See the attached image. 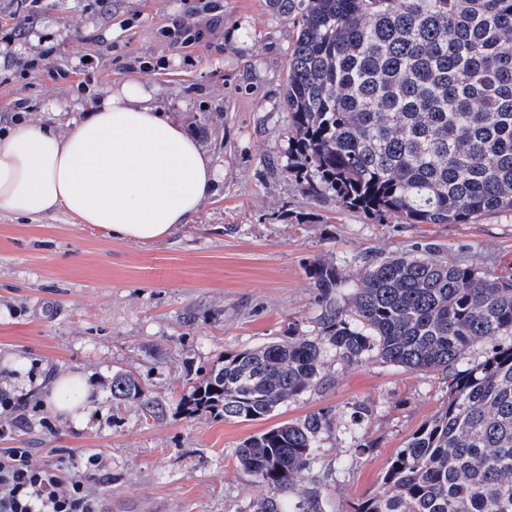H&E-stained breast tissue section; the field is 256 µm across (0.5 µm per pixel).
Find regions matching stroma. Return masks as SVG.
<instances>
[{
  "label": "stroma",
  "mask_w": 512,
  "mask_h": 512,
  "mask_svg": "<svg viewBox=\"0 0 512 512\" xmlns=\"http://www.w3.org/2000/svg\"><path fill=\"white\" fill-rule=\"evenodd\" d=\"M199 31L171 45L169 29ZM296 39L291 17L268 0H42L26 41L0 31V126L33 105L57 123L91 109L110 85L135 80L212 156L217 193L188 224L148 245L115 239L63 212L33 220L0 211V392L44 400L60 368L90 372L93 405L74 430L52 407L0 438L33 449L38 466L98 455L92 489L103 512H243L264 488L235 450L273 425L325 410L313 472L300 475L290 504L321 497L323 512H354L377 489L390 459L448 397L442 372H413L366 355L329 358L326 385L262 420L186 418L178 406L189 378L224 354L285 336L312 337L321 313L306 269L318 259L357 270L365 255L425 244L496 276L512 275V213L474 224H404L342 208L331 192L308 196L284 170L292 161L283 105ZM89 58L94 79L75 68ZM67 71L69 79L57 78ZM138 378L166 414L113 406L115 372ZM373 413L349 436L355 404ZM328 472L325 486L314 476Z\"/></svg>",
  "instance_id": "35a3bbf8"
}]
</instances>
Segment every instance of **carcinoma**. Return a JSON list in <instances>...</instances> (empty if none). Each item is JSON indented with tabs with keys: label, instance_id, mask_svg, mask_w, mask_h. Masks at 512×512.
I'll return each instance as SVG.
<instances>
[{
	"label": "carcinoma",
	"instance_id": "cac0c4a2",
	"mask_svg": "<svg viewBox=\"0 0 512 512\" xmlns=\"http://www.w3.org/2000/svg\"><path fill=\"white\" fill-rule=\"evenodd\" d=\"M293 16L284 105L291 167L312 196L404 224H473L512 212V0H268ZM428 244L353 274L307 269L322 312L296 335L224 355L187 381L189 418L260 420L327 383V358L375 352L449 371L448 400L389 461L356 512H512V344L456 368L476 341L512 335V279L435 256ZM112 401L164 405L112 375ZM372 406L351 413L350 436ZM332 417L312 412L252 436L239 467L271 494L244 512H287Z\"/></svg>",
	"mask_w": 512,
	"mask_h": 512
}]
</instances>
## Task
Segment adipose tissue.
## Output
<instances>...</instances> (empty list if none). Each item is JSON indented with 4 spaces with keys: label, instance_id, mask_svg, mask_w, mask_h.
I'll list each match as a JSON object with an SVG mask.
<instances>
[{
    "label": "adipose tissue",
    "instance_id": "adipose-tissue-1",
    "mask_svg": "<svg viewBox=\"0 0 512 512\" xmlns=\"http://www.w3.org/2000/svg\"><path fill=\"white\" fill-rule=\"evenodd\" d=\"M67 132L18 119L0 132V209L26 218L59 211L142 245L191 221L218 183L197 139L130 80L68 118ZM55 412L81 429L90 392L79 371L49 381Z\"/></svg>",
    "mask_w": 512,
    "mask_h": 512
}]
</instances>
